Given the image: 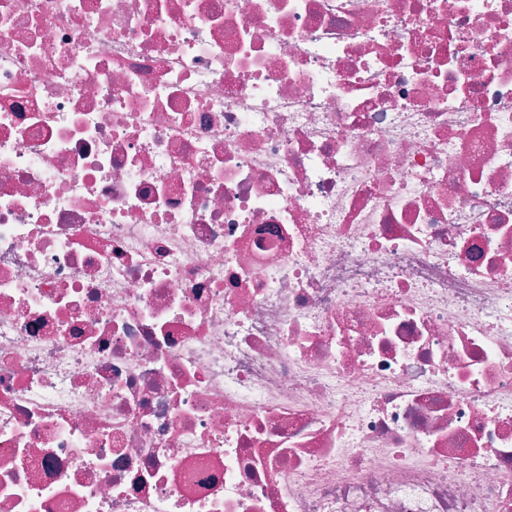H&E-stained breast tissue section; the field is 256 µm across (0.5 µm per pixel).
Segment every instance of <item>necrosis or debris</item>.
Here are the masks:
<instances>
[{
    "label": "necrosis or debris",
    "instance_id": "1",
    "mask_svg": "<svg viewBox=\"0 0 512 512\" xmlns=\"http://www.w3.org/2000/svg\"><path fill=\"white\" fill-rule=\"evenodd\" d=\"M0 512H512V0H0Z\"/></svg>",
    "mask_w": 512,
    "mask_h": 512
}]
</instances>
